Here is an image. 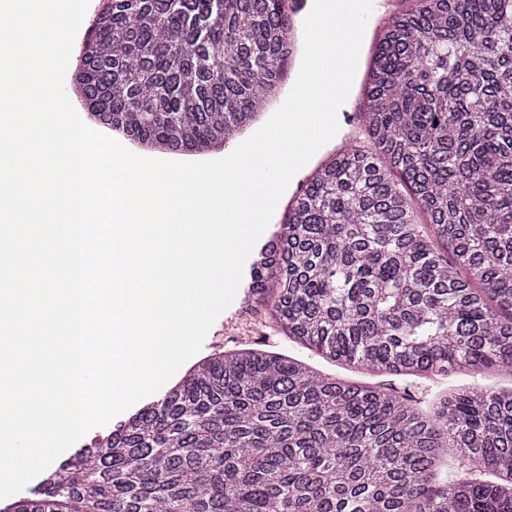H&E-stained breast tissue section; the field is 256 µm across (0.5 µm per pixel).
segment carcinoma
<instances>
[{"label": "carcinoma", "mask_w": 512, "mask_h": 512, "mask_svg": "<svg viewBox=\"0 0 512 512\" xmlns=\"http://www.w3.org/2000/svg\"><path fill=\"white\" fill-rule=\"evenodd\" d=\"M288 0H101L90 114L219 150L281 86ZM367 140L329 155L245 303L326 359L412 383L512 374V0H416L370 58ZM451 438L462 472L441 485ZM3 512H512V389L409 388L259 346L215 352ZM418 386L410 387V390L416 398L422 400L420 404L422 409L429 410L433 409L445 395L450 396L464 388L480 386L511 388L512 377L477 372L449 373L434 380L419 382Z\"/></svg>", "instance_id": "obj_1"}]
</instances>
